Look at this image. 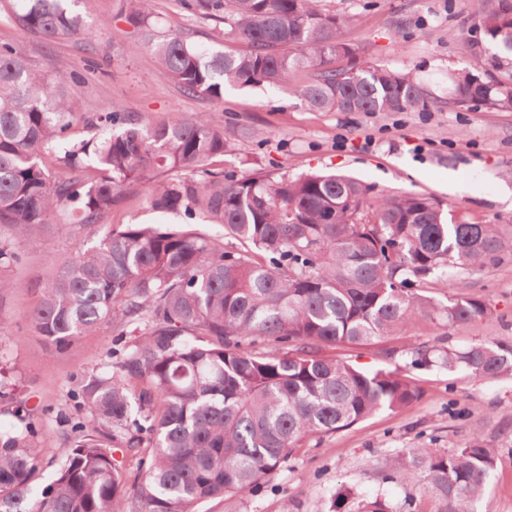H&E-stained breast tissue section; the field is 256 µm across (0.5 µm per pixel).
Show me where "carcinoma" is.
I'll list each match as a JSON object with an SVG mask.
<instances>
[{
  "label": "carcinoma",
  "mask_w": 512,
  "mask_h": 512,
  "mask_svg": "<svg viewBox=\"0 0 512 512\" xmlns=\"http://www.w3.org/2000/svg\"><path fill=\"white\" fill-rule=\"evenodd\" d=\"M68 0H26L19 25L54 41L87 34ZM224 24L243 53L207 52L160 30L153 0H122L118 17L140 35L132 52L188 95L224 99V88L279 86L311 71L298 90L317 112H408L430 95L411 71L356 60L344 39L357 13H330L321 0H180ZM478 28L512 53V0H486ZM352 64L333 67L338 58ZM450 75L448 104L477 102L512 112V61L498 74ZM73 66L36 72L0 45V230L23 239L55 220L92 226L139 187L151 207L220 224L240 243L227 250L198 228L124 224L91 246L77 242L47 279L0 277V298L27 289L39 302L30 327L64 350L103 324L131 344L99 373L79 379L74 398L87 413L68 417L74 439L55 479L37 491L39 440L31 411L18 403L0 433V512H196L199 503L261 487L298 442L350 427L380 410L421 397L399 369L361 370L322 348L368 344L407 328L416 315L462 329L490 314L477 297L434 302L415 283L448 268L481 269L508 257L495 224H455L441 204L414 194L371 195L336 172L274 178L260 168L220 171L233 130L199 113L150 123L114 103L96 117L99 138L73 139L80 113ZM60 154L68 176L52 179L42 155ZM412 369L439 366L479 380L512 376V345L441 343L406 351ZM143 471L128 491L113 449L137 452ZM496 466L495 452L472 437L457 448H407L386 482L418 494L404 512H474Z\"/></svg>",
  "instance_id": "cac0c4a2"
}]
</instances>
